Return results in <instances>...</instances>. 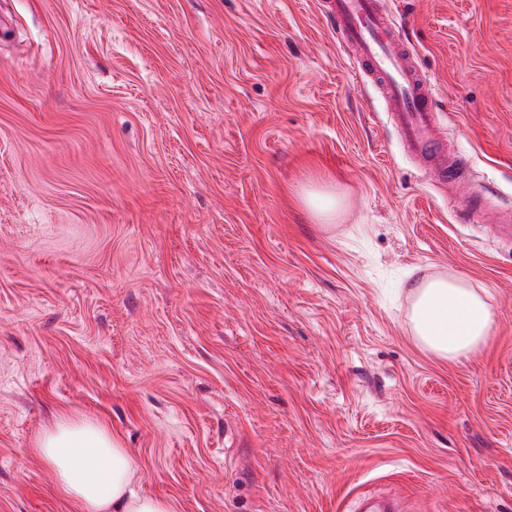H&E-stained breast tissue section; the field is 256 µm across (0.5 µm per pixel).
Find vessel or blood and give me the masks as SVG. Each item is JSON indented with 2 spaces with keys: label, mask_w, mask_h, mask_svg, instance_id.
Instances as JSON below:
<instances>
[{
  "label": "vessel or blood",
  "mask_w": 512,
  "mask_h": 512,
  "mask_svg": "<svg viewBox=\"0 0 512 512\" xmlns=\"http://www.w3.org/2000/svg\"><path fill=\"white\" fill-rule=\"evenodd\" d=\"M327 14L337 41L351 51L358 74L378 86L405 152L423 163L437 185H465L458 155L448 146L434 78L417 66L413 45L405 40L383 0H328ZM357 512H401V508L389 496L365 493L358 498Z\"/></svg>",
  "instance_id": "1"
}]
</instances>
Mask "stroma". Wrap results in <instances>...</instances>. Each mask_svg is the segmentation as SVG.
<instances>
[{"instance_id": "35a3bbf8", "label": "stroma", "mask_w": 512, "mask_h": 512, "mask_svg": "<svg viewBox=\"0 0 512 512\" xmlns=\"http://www.w3.org/2000/svg\"><path fill=\"white\" fill-rule=\"evenodd\" d=\"M391 6L512 206V0ZM384 111L326 0H0V512H72L63 415L170 512H512V246ZM448 273L494 317L455 362L407 288ZM305 203L320 221L330 219L336 212V195L331 193H309ZM402 507L391 497L363 493L358 498V512H401Z\"/></svg>"}]
</instances>
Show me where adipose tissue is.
I'll return each mask as SVG.
<instances>
[{"mask_svg":"<svg viewBox=\"0 0 512 512\" xmlns=\"http://www.w3.org/2000/svg\"><path fill=\"white\" fill-rule=\"evenodd\" d=\"M411 321L420 344L450 360L483 345L493 326L487 302L460 276L418 283ZM37 456L55 471L73 512H169L166 500L137 493L129 451L100 424L63 418L37 440Z\"/></svg>","mask_w":512,"mask_h":512,"instance_id":"adipose-tissue-1","label":"adipose tissue"}]
</instances>
